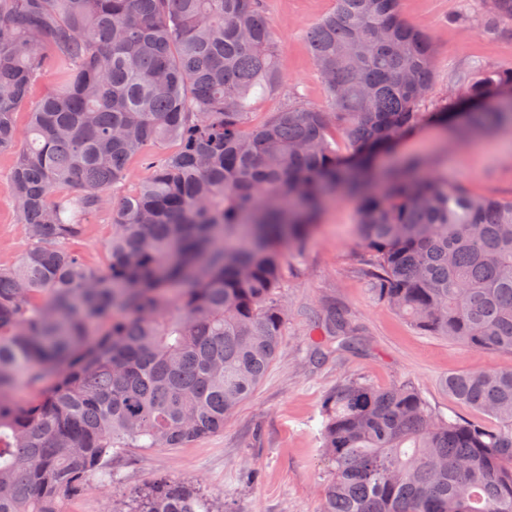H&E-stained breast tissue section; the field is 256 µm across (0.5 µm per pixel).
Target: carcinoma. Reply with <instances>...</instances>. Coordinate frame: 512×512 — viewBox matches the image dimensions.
I'll use <instances>...</instances> for the list:
<instances>
[{"instance_id":"1","label":"carcinoma","mask_w":512,"mask_h":512,"mask_svg":"<svg viewBox=\"0 0 512 512\" xmlns=\"http://www.w3.org/2000/svg\"><path fill=\"white\" fill-rule=\"evenodd\" d=\"M265 0H0V155L27 246L0 265V512H59L129 448L224 430L282 349L285 249L330 196L358 198L372 297L427 336L512 354V199L476 196L420 157L385 165L430 123L465 144L512 130V69L458 75L431 99L437 47L399 0H335L308 31L326 105L279 90ZM484 29L512 0H484ZM51 88L17 111L45 79ZM141 160L147 174L113 202ZM112 211L104 267L71 247ZM319 361L358 346L343 316ZM39 387L18 402L19 380ZM491 423L434 412L410 383L344 380L322 406L318 512H512V367L448 375ZM120 512H222L175 477Z\"/></svg>"}]
</instances>
